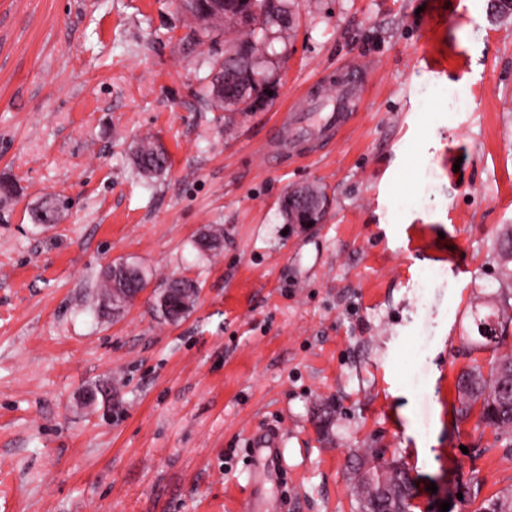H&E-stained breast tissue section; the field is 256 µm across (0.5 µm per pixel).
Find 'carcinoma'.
Returning <instances> with one entry per match:
<instances>
[{
  "instance_id": "carcinoma-1",
  "label": "carcinoma",
  "mask_w": 512,
  "mask_h": 512,
  "mask_svg": "<svg viewBox=\"0 0 512 512\" xmlns=\"http://www.w3.org/2000/svg\"><path fill=\"white\" fill-rule=\"evenodd\" d=\"M185 10L199 23L194 30V41L201 42L210 37L211 33L220 30L224 22H215L211 13L205 11L209 0H184ZM224 11L235 17L233 25L246 31L247 37L231 44L235 58L232 60L219 58L214 61V75L205 86V95L215 100L216 85L224 79L228 71L233 70L248 77L256 75L259 55L262 53L261 42L254 37L255 25H262L268 31L275 26H281L287 18L285 0H226ZM253 88L258 93L254 99L225 100L217 107L226 112H250L256 102L269 97L271 86H264L253 81ZM133 160L138 169L147 176H157L164 173L169 166L168 153L155 140L145 137L138 140L133 149ZM307 192L317 200L313 206L314 220L320 222L325 216L327 196L320 187L305 185L288 191L280 200L279 210L290 224L299 220V197L301 192ZM64 208V202L47 195L39 202L34 210V221L38 224H54L58 221ZM143 273L136 267L124 263L111 264V270L104 275L103 299L113 301L112 310H117L121 298L134 296L145 288ZM200 291L198 281L190 278L171 280L159 298L164 303L158 304L162 315L175 321L193 305ZM477 331L482 337L481 344H499V329L501 322L491 319L489 314L475 311L473 314ZM458 414L466 418L474 406H480V422L494 429L498 438L506 442V447L512 448V353L502 354L489 362L488 371L476 366L463 374L457 384ZM385 467L391 470L386 479L388 485L379 490L381 479L376 466L359 472L356 478V492L361 504V512H407L408 487L403 469L390 462ZM480 512H512V489L499 492L482 503Z\"/></svg>"
}]
</instances>
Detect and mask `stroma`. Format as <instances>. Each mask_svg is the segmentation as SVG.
<instances>
[{
    "label": "stroma",
    "instance_id": "1",
    "mask_svg": "<svg viewBox=\"0 0 512 512\" xmlns=\"http://www.w3.org/2000/svg\"><path fill=\"white\" fill-rule=\"evenodd\" d=\"M262 34L272 100L199 95L231 29L195 47L180 0H0V512H359L355 470L394 459L409 512H477L512 450L456 419L487 364L471 312L512 257V17L495 0H292ZM370 69L352 126L301 161L267 152L321 72ZM465 91L467 103L448 100ZM152 135L170 168L129 157ZM329 199L285 224L281 197ZM65 197L54 224L32 212ZM221 248L201 252L209 227ZM144 291L98 312L102 272ZM198 281L180 321L158 294ZM275 433L282 470L253 438ZM302 191H307L311 197L316 198L318 203L315 206H309L314 210V220L319 223L325 216L327 196L320 187L315 185L300 186L297 189L288 191L280 200L279 210L288 224H294L299 220V208L301 207L299 197ZM109 267L112 270H107L106 275L104 271L103 275L105 288L103 292L104 302L114 299L115 302H112V305L119 306L121 304V297L129 295L132 298L136 293L145 288V277L138 268L124 262H115L109 265ZM138 294L130 302L134 301ZM113 306L112 312L117 310V307Z\"/></svg>",
    "mask_w": 512,
    "mask_h": 512
}]
</instances>
